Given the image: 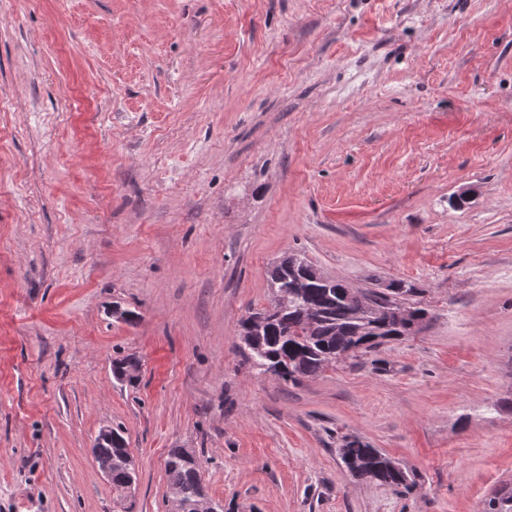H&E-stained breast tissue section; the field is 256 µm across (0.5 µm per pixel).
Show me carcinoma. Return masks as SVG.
Here are the masks:
<instances>
[{"instance_id":"carcinoma-1","label":"carcinoma","mask_w":512,"mask_h":512,"mask_svg":"<svg viewBox=\"0 0 512 512\" xmlns=\"http://www.w3.org/2000/svg\"><path fill=\"white\" fill-rule=\"evenodd\" d=\"M269 305L248 313L240 323V349L250 366L293 383L409 334L399 320L400 298L418 292L403 281L385 290L355 291L320 272L308 261L288 256L268 273ZM338 455L355 478L391 487L409 486L410 475L390 457L357 436L342 439ZM96 452L112 458V487L125 490L135 482L128 443L119 430L98 439ZM170 489L179 512L207 507V495L196 454L172 448L165 460ZM485 512H512V485L495 492Z\"/></svg>"}]
</instances>
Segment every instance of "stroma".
Wrapping results in <instances>:
<instances>
[{"label":"stroma","mask_w":512,"mask_h":512,"mask_svg":"<svg viewBox=\"0 0 512 512\" xmlns=\"http://www.w3.org/2000/svg\"><path fill=\"white\" fill-rule=\"evenodd\" d=\"M291 254L428 318L258 373L239 324ZM345 435L412 485L350 475ZM172 448L224 512H484L512 484V0H0V512H174ZM98 448L93 445L94 451L100 458H112L108 460L99 459L94 452V461L100 471L110 479L112 475V487L117 491H124L135 482V467L132 464V456L127 448L128 443L117 429H112V439L100 438L98 434Z\"/></svg>","instance_id":"1"}]
</instances>
